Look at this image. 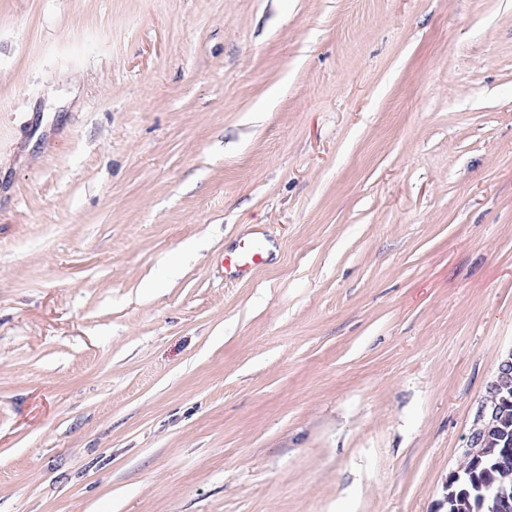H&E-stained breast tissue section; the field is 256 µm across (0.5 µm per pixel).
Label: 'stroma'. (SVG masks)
Instances as JSON below:
<instances>
[{"mask_svg": "<svg viewBox=\"0 0 512 512\" xmlns=\"http://www.w3.org/2000/svg\"><path fill=\"white\" fill-rule=\"evenodd\" d=\"M511 352L512 0H0V512H432ZM265 248L257 241H251L242 246L239 251H235L229 256L224 257L225 269L233 270L234 273H240L250 270L253 267L263 264L265 261Z\"/></svg>", "mask_w": 512, "mask_h": 512, "instance_id": "obj_1", "label": "stroma"}]
</instances>
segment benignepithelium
Segmentation results:
<instances>
[{
    "label": "benign epithelium",
    "mask_w": 512,
    "mask_h": 512,
    "mask_svg": "<svg viewBox=\"0 0 512 512\" xmlns=\"http://www.w3.org/2000/svg\"><path fill=\"white\" fill-rule=\"evenodd\" d=\"M478 446L490 449V454L497 458L501 477L494 495L487 496L484 486L476 480H464L459 473L452 472L445 482L446 495L437 503L435 512H442L449 505L451 490L457 486H464L475 495L478 512H484L486 507L490 512H512V433L503 427L499 408L487 400L482 402L469 436V447Z\"/></svg>",
    "instance_id": "benign-epithelium-1"
}]
</instances>
